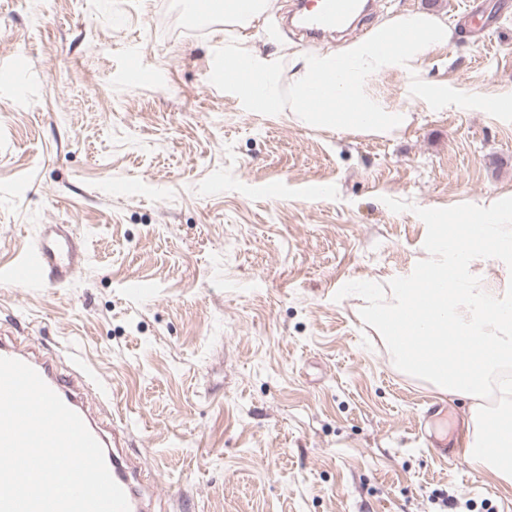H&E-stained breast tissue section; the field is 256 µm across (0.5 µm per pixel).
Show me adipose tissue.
<instances>
[{
  "label": "adipose tissue",
  "instance_id": "obj_1",
  "mask_svg": "<svg viewBox=\"0 0 512 512\" xmlns=\"http://www.w3.org/2000/svg\"><path fill=\"white\" fill-rule=\"evenodd\" d=\"M401 32L406 40H398ZM450 37L439 18L414 12L385 20L366 37L337 50L299 55L291 65L289 110L306 128L381 136L401 131L410 124V113L370 95L372 76L398 71L416 79L428 52L446 45ZM318 76L327 82L328 101L313 108L306 103L305 92Z\"/></svg>",
  "mask_w": 512,
  "mask_h": 512
}]
</instances>
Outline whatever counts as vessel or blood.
Here are the masks:
<instances>
[{
	"mask_svg": "<svg viewBox=\"0 0 512 512\" xmlns=\"http://www.w3.org/2000/svg\"><path fill=\"white\" fill-rule=\"evenodd\" d=\"M251 5L252 0H207L202 6V15L218 18L230 6L235 15L244 16L250 13ZM356 8L357 0H311L309 7L300 11L299 23L309 38L316 39L342 26ZM83 258L79 245L60 231L57 225H47L41 235L26 248L18 262L8 269H0V288L64 285L72 279ZM0 357L17 359L32 367L63 402L81 417L87 429L102 445L109 472L124 490L130 512H149L150 503L133 484L121 448L114 446L88 414L79 394L58 373L55 359L39 350L2 341ZM416 439L423 447L433 449L443 462L459 460L468 452L457 435L434 438L420 433Z\"/></svg>",
	"mask_w": 512,
	"mask_h": 512,
	"instance_id": "b4317fda",
	"label": "vessel or blood"
}]
</instances>
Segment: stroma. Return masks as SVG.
Here are the masks:
<instances>
[{"label":"stroma","instance_id":"35a3bbf8","mask_svg":"<svg viewBox=\"0 0 512 512\" xmlns=\"http://www.w3.org/2000/svg\"><path fill=\"white\" fill-rule=\"evenodd\" d=\"M462 2L377 0L374 23L425 11L452 36L421 64L447 108L377 74L412 120L376 136L300 127L210 79L258 55L284 94L295 56L369 26L311 47L278 26L292 0L241 24L194 21L196 0H0L17 66L0 73V266L46 224L87 252L65 285L0 288V336L81 377L155 512H512L511 484L414 441L422 423L466 431L468 400L400 371L363 299L334 298L427 258L416 208L512 197V0H475L487 36ZM427 398L443 419L423 420Z\"/></svg>","mask_w":512,"mask_h":512}]
</instances>
